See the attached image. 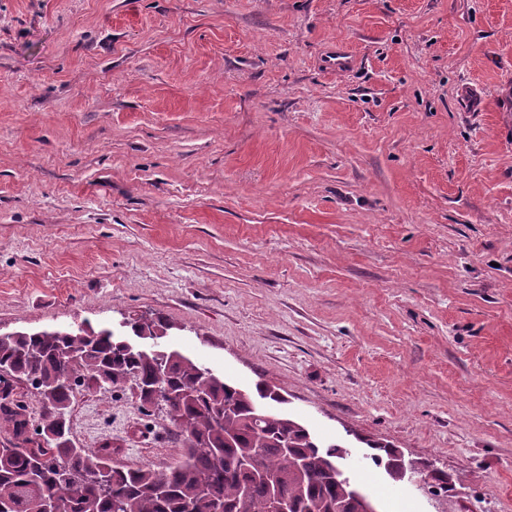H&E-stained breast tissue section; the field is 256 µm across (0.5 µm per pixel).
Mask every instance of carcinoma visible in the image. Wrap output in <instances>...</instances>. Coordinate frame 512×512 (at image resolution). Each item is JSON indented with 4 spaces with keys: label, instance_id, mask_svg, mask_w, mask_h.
Listing matches in <instances>:
<instances>
[{
    "label": "carcinoma",
    "instance_id": "carcinoma-1",
    "mask_svg": "<svg viewBox=\"0 0 512 512\" xmlns=\"http://www.w3.org/2000/svg\"><path fill=\"white\" fill-rule=\"evenodd\" d=\"M134 335L159 339L172 325L162 317L134 318ZM29 382L47 413L38 436L21 405L0 414L12 432L0 448V512H41L48 500L62 512H270L271 494L289 512H364L347 461L351 449L325 446L286 415L259 413L268 388L252 394L200 362L166 347L138 349L112 331L0 333V393L11 380ZM130 384L141 406H158L179 430L180 457L164 471L112 465V448H78L67 414L74 390ZM367 459L394 482L409 464L395 448L372 447ZM428 492L448 494V478L431 469Z\"/></svg>",
    "mask_w": 512,
    "mask_h": 512
}]
</instances>
